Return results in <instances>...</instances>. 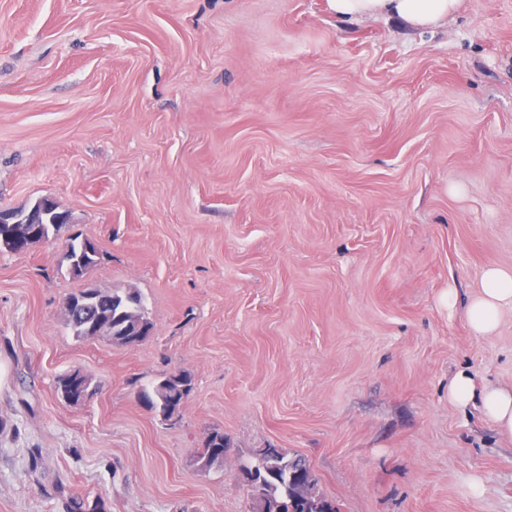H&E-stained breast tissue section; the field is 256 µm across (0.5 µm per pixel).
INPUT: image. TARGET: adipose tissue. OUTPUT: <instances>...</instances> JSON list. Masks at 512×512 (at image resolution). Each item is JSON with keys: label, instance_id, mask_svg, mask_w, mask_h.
Wrapping results in <instances>:
<instances>
[{"label": "adipose tissue", "instance_id": "1", "mask_svg": "<svg viewBox=\"0 0 512 512\" xmlns=\"http://www.w3.org/2000/svg\"><path fill=\"white\" fill-rule=\"evenodd\" d=\"M338 17H396L415 28H427L455 13L460 0H329ZM512 308V268L492 267L484 271L481 288L468 303L467 321L478 336L494 334L501 313ZM448 399L465 407L480 405L498 432L512 439V386L477 383L467 372L457 373L448 384Z\"/></svg>", "mask_w": 512, "mask_h": 512}]
</instances>
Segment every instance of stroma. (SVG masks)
Wrapping results in <instances>:
<instances>
[{
	"label": "stroma",
	"instance_id": "obj_1",
	"mask_svg": "<svg viewBox=\"0 0 512 512\" xmlns=\"http://www.w3.org/2000/svg\"><path fill=\"white\" fill-rule=\"evenodd\" d=\"M43 197L63 235L0 253V512H251L237 468L265 448L340 512H512V440L448 400L462 370L512 385V310L490 336L462 311L512 268V0L425 29L328 0H0V208ZM71 236L100 249L81 277ZM86 288L136 290L151 335L76 338ZM181 372L179 416L138 402ZM216 439H218L221 443L217 444ZM224 445V433L221 431H212L210 432L200 451L198 452L197 458L198 463L201 465V468L206 469L208 467L213 466L216 463H221L224 459V453L217 452L214 448H225Z\"/></svg>",
	"mask_w": 512,
	"mask_h": 512
}]
</instances>
